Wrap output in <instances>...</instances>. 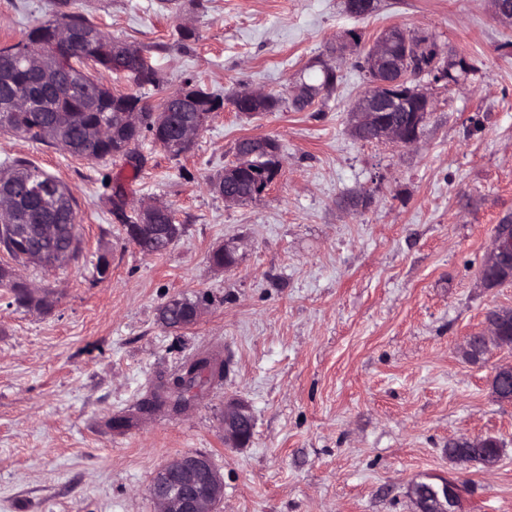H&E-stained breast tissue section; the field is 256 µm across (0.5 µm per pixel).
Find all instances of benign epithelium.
<instances>
[{
	"label": "benign epithelium",
	"instance_id": "7a95c632",
	"mask_svg": "<svg viewBox=\"0 0 512 512\" xmlns=\"http://www.w3.org/2000/svg\"><path fill=\"white\" fill-rule=\"evenodd\" d=\"M51 51L32 53L30 63L39 70L44 81L55 89L68 86L62 69L54 66L52 57L67 56L73 45L69 37V25L56 19L51 25ZM427 43H413L401 37L400 31L393 27L382 31L368 46L365 66L369 70L372 83L354 106L355 126L360 130H371L379 139H387L406 147L415 146L420 140L419 128L432 112L430 95L420 89L413 94L420 100L422 109L417 113L416 125L407 127L390 123L383 114L390 112L404 101L409 83L408 62L420 55ZM155 130L162 132L173 151H187L195 136L210 122L212 113L201 112L197 124L183 126L175 123L168 112H157ZM169 212L163 203L151 202L138 209L140 223L128 228L129 238L136 241L145 234L157 231V220ZM481 280L486 287L491 282L486 277L489 272L507 274L506 281L512 280V220L506 218L499 224V231L490 244L484 262L481 265ZM512 318L511 308L491 310L478 338L470 337L465 345V354L472 356L473 343L480 340L488 347L509 349L500 333V324ZM224 443L233 447H243L250 442L253 433V417L249 407L240 401L224 403L222 417ZM478 452L471 456L487 468L494 467L499 456L490 455L482 448L496 443L491 437H473L463 440ZM223 493V479L211 458L203 454L182 455L166 464L155 476L150 494L157 505V512H217ZM419 512H457L459 505V485L453 481L431 483L428 492H415Z\"/></svg>",
	"mask_w": 512,
	"mask_h": 512
}]
</instances>
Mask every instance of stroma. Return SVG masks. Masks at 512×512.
<instances>
[{
	"label": "stroma",
	"mask_w": 512,
	"mask_h": 512,
	"mask_svg": "<svg viewBox=\"0 0 512 512\" xmlns=\"http://www.w3.org/2000/svg\"><path fill=\"white\" fill-rule=\"evenodd\" d=\"M376 2L354 17L343 0H68L157 69L149 102L189 79L224 106L178 157L145 138L133 157L90 161L0 132V163L30 161L71 189L81 240L76 260L22 270L48 309L0 288V512H156L158 470L198 453L223 477L220 512H416L413 486L444 479L460 487L459 512H512V403L489 384L512 349L464 355L489 309L512 308V282L479 279L512 215V25L490 0ZM56 11L0 0V46ZM182 26L195 39L179 42ZM390 27L473 67L456 84L418 78L434 106L415 148L351 133L369 85L357 59ZM326 67L334 92L295 111L294 89ZM245 88L279 96V111L238 112ZM259 137L278 143L281 171L226 205L208 182ZM362 191L369 205L348 208ZM150 201L182 226L159 255L121 218ZM227 241L239 249L223 271L212 255ZM174 296L200 302L194 325H162ZM208 352L226 363L222 382L182 414L139 412ZM230 398L254 417L242 448L224 443ZM476 436L498 441L494 468L449 457V443Z\"/></svg>",
	"instance_id": "35a3bbf8"
}]
</instances>
